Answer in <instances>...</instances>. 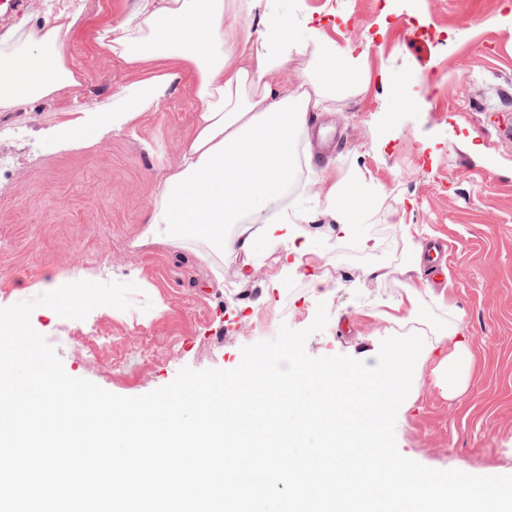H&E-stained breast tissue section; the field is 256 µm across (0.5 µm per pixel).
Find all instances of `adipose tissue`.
Returning <instances> with one entry per match:
<instances>
[{
    "instance_id": "obj_1",
    "label": "adipose tissue",
    "mask_w": 512,
    "mask_h": 512,
    "mask_svg": "<svg viewBox=\"0 0 512 512\" xmlns=\"http://www.w3.org/2000/svg\"><path fill=\"white\" fill-rule=\"evenodd\" d=\"M254 2L141 0L135 13L96 37L105 55L127 65L174 59L196 75L195 123L178 161L162 176L144 232L153 243L204 239L229 259L239 240L225 235L224 227L245 214L260 224L266 241H276L280 227L264 223L263 214L280 198L297 162L296 133L308 113L335 101L355 61L356 44L336 46L309 17L293 29L278 0H266L258 22H250ZM80 18V9L64 6L24 50L0 55V112L27 111L39 99L78 86L66 55L67 36ZM238 45L247 50L248 63H239ZM302 55L316 78L280 94L277 77ZM178 78L157 71L127 83L110 110L62 112L46 131L47 146L56 151L94 145L152 110Z\"/></svg>"
}]
</instances>
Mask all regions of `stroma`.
Returning a JSON list of instances; mask_svg holds the SVG:
<instances>
[{
    "mask_svg": "<svg viewBox=\"0 0 512 512\" xmlns=\"http://www.w3.org/2000/svg\"><path fill=\"white\" fill-rule=\"evenodd\" d=\"M61 0L0 2V53L23 44L20 21L52 19ZM66 64L86 108H108L132 80L101 55L99 32L132 13L137 0H75ZM290 23L322 20L338 46L365 53L333 111L298 132L340 125L339 144L298 164L269 223L293 219L310 251L287 267L285 244L252 242L233 260L204 242L170 249L141 243L165 167L194 122L195 78L182 71L157 108L93 146L49 151L45 130L62 101L28 113L0 112V308L35 299L48 273L83 271L132 283V306H100L85 319L35 308L30 322L66 372L135 397L169 384L181 368L237 367L243 347L281 326L308 329L318 305L328 323L311 333L314 357L344 354L375 365L391 336H429L425 320L397 304L404 284L438 317L462 316L458 339L476 356L462 396L436 386L426 362L397 412L399 453L424 466L471 475H512V0H280ZM363 196L359 223L341 233L328 187ZM447 245L442 275L368 278L373 267L405 265L413 250ZM209 252V261L200 253Z\"/></svg>",
    "mask_w": 512,
    "mask_h": 512,
    "instance_id": "stroma-1",
    "label": "stroma"
}]
</instances>
